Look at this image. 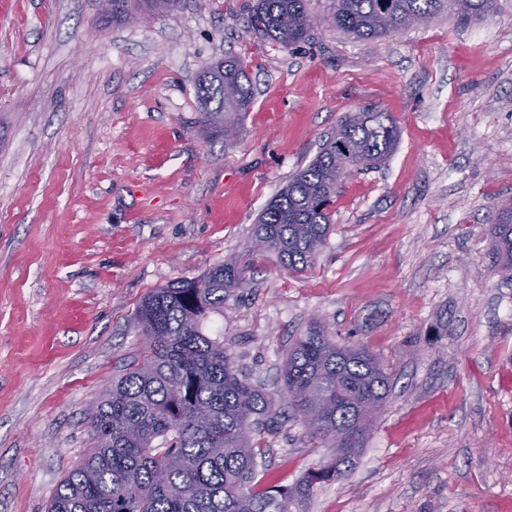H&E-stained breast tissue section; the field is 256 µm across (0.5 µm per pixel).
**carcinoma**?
I'll list each match as a JSON object with an SVG mask.
<instances>
[{
  "label": "carcinoma",
  "mask_w": 512,
  "mask_h": 512,
  "mask_svg": "<svg viewBox=\"0 0 512 512\" xmlns=\"http://www.w3.org/2000/svg\"><path fill=\"white\" fill-rule=\"evenodd\" d=\"M180 0H112L107 11L121 24L134 14L174 9ZM497 0H334L329 21L358 39L383 38L448 8L464 19L496 10ZM251 33L284 46L306 37L310 0H256ZM203 133L225 135L238 112L254 101L243 61L227 55L199 75ZM398 129L382 112H360L266 205L254 230V248L278 254L283 267L312 266L331 227L330 207L350 172L375 168L394 151ZM492 252L512 281V199L494 215ZM228 261L202 275L152 290L136 320L148 346L94 403L87 416L93 446L62 480L48 512H304L318 483L341 477L354 464L364 427L356 397L381 406L390 381L364 348L339 346L314 321L294 343L283 368L289 406L300 417L316 412L314 433L339 441L336 460L294 486H264L253 428L278 417L269 396L235 364L209 318L240 282Z\"/></svg>",
  "instance_id": "cac0c4a2"
}]
</instances>
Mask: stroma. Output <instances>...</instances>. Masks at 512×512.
Here are the masks:
<instances>
[{
    "label": "stroma",
    "instance_id": "1",
    "mask_svg": "<svg viewBox=\"0 0 512 512\" xmlns=\"http://www.w3.org/2000/svg\"><path fill=\"white\" fill-rule=\"evenodd\" d=\"M252 2L116 25L102 0H0V512H47L91 448L90 406L140 357L143 297L228 259L241 281L209 328L276 401L314 319L390 375L355 465L306 512H512V281L490 222L512 197V0L375 40L311 0L288 48L249 32ZM228 52L254 103L208 137L196 80ZM366 108L399 142L343 180L315 265L253 252L260 211ZM253 438L266 485L337 452L292 416Z\"/></svg>",
    "mask_w": 512,
    "mask_h": 512
}]
</instances>
